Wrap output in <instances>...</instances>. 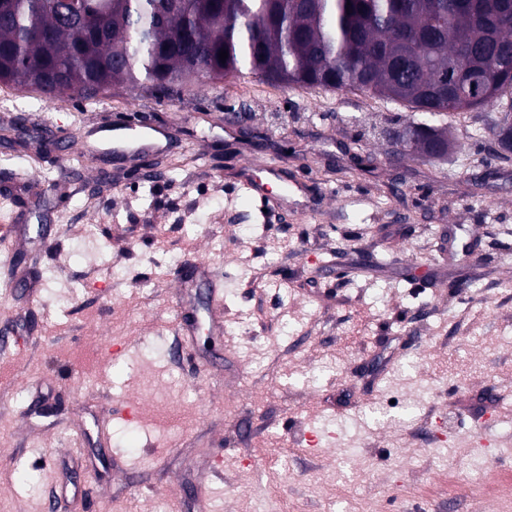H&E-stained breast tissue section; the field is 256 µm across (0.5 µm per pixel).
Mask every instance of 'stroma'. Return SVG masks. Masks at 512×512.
Segmentation results:
<instances>
[{
	"label": "stroma",
	"instance_id": "obj_1",
	"mask_svg": "<svg viewBox=\"0 0 512 512\" xmlns=\"http://www.w3.org/2000/svg\"><path fill=\"white\" fill-rule=\"evenodd\" d=\"M498 114L250 76L175 98L0 85V191L24 211L0 252L25 258L0 288V512H512L471 471L512 474ZM420 124L446 157L396 143ZM148 127L174 134L150 174L96 138ZM247 181L292 188L264 213ZM198 261L223 328L181 271Z\"/></svg>",
	"mask_w": 512,
	"mask_h": 512
}]
</instances>
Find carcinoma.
Here are the masks:
<instances>
[{
  "label": "carcinoma",
  "mask_w": 512,
  "mask_h": 512,
  "mask_svg": "<svg viewBox=\"0 0 512 512\" xmlns=\"http://www.w3.org/2000/svg\"><path fill=\"white\" fill-rule=\"evenodd\" d=\"M243 75L438 115L504 105L490 131L512 153V0H0V84L46 99ZM437 142L430 126L406 140Z\"/></svg>",
  "instance_id": "1"
}]
</instances>
